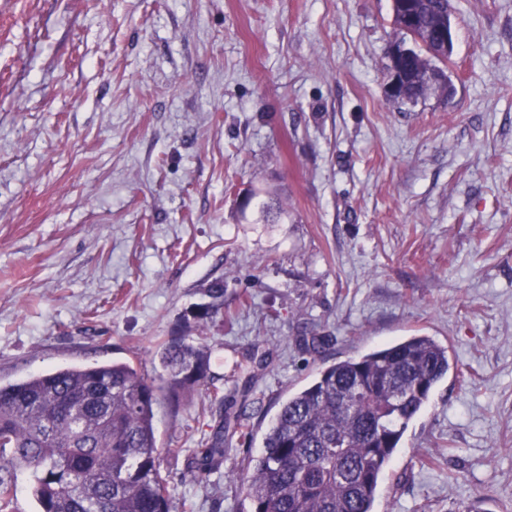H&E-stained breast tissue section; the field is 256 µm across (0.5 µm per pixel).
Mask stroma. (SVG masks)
<instances>
[{"label": "stroma", "mask_w": 512, "mask_h": 512, "mask_svg": "<svg viewBox=\"0 0 512 512\" xmlns=\"http://www.w3.org/2000/svg\"><path fill=\"white\" fill-rule=\"evenodd\" d=\"M453 7L408 101L391 0H0V385L207 336L224 463L190 472L201 387L159 396L161 471L172 512H247L289 395L427 335L472 379L434 388L374 510L512 512V0ZM218 278L223 318L188 322ZM412 48L404 45L403 42L394 43L391 45L392 56V72L391 81L389 83V92L393 97H402L404 94V87L402 85L403 70L401 63L403 59L411 54Z\"/></svg>", "instance_id": "35a3bbf8"}]
</instances>
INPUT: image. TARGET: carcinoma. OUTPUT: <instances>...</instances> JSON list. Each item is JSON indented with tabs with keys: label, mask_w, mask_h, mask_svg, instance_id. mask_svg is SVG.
Wrapping results in <instances>:
<instances>
[{
	"label": "carcinoma",
	"mask_w": 512,
	"mask_h": 512,
	"mask_svg": "<svg viewBox=\"0 0 512 512\" xmlns=\"http://www.w3.org/2000/svg\"><path fill=\"white\" fill-rule=\"evenodd\" d=\"M420 23L408 34L416 50L404 64L406 98L422 95L437 53L433 33L451 0H411ZM190 310L200 327L224 318V280L203 289ZM154 380L130 363L66 367L0 385V469L30 472L39 512H171L168 478L160 469L153 425L158 394L208 390L224 406L210 377L205 338L173 336L158 352ZM451 369L448 348L430 336H410L358 358L323 368L281 403L240 477L250 512H374L379 486L408 423L426 406ZM224 421L204 424L193 477L224 462ZM13 484L0 478V512H11Z\"/></svg>",
	"instance_id": "cac0c4a2"
}]
</instances>
